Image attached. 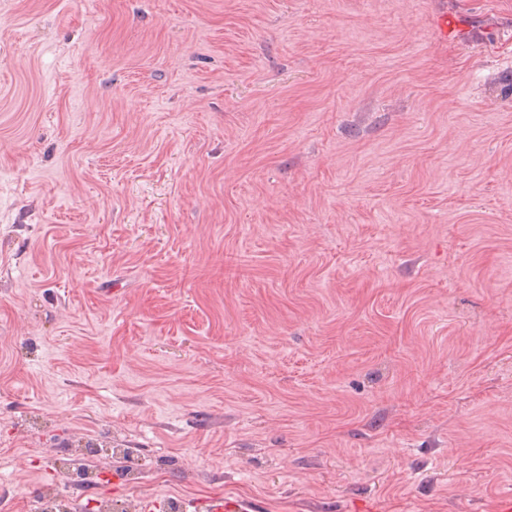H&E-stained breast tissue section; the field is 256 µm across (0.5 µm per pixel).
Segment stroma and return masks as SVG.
Listing matches in <instances>:
<instances>
[{
	"mask_svg": "<svg viewBox=\"0 0 512 512\" xmlns=\"http://www.w3.org/2000/svg\"><path fill=\"white\" fill-rule=\"evenodd\" d=\"M88 442L156 467L75 512H495L512 0H0V506ZM251 506L244 500L214 495L205 502L206 512H248Z\"/></svg>",
	"mask_w": 512,
	"mask_h": 512,
	"instance_id": "stroma-1",
	"label": "stroma"
}]
</instances>
